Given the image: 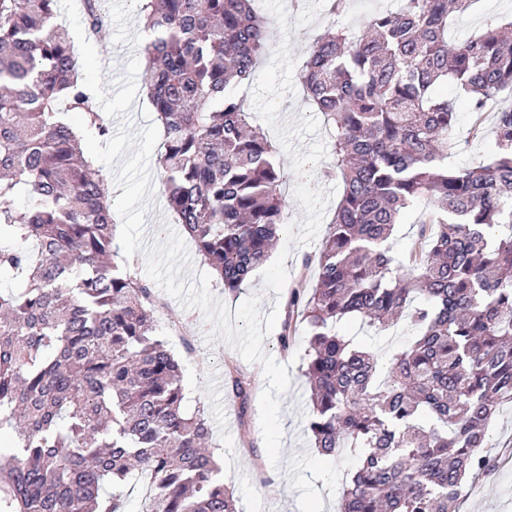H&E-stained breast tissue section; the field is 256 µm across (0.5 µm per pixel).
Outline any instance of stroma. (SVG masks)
<instances>
[{
    "mask_svg": "<svg viewBox=\"0 0 512 512\" xmlns=\"http://www.w3.org/2000/svg\"><path fill=\"white\" fill-rule=\"evenodd\" d=\"M254 7L269 21L268 51L288 44L299 64L311 42L331 23L326 0H307V8L300 14L290 12L286 0H254ZM103 9L106 19L101 35L109 41L107 52L93 53L86 42L73 45L77 76L96 99L110 129L105 137L85 136L84 143L95 168L124 189L112 213L121 226L115 242L120 257L141 274L148 251L158 242L156 225L178 234L183 228L177 224L158 178L157 158L164 137L150 100L141 95L145 68L140 52L141 21L134 0H108ZM469 123V113L459 110V133L448 151L451 167L472 166L495 149L492 137L470 140L466 133ZM155 295L164 304L158 335L167 341L182 367L184 408L191 412L204 407L211 427L209 444L218 450L224 480L234 490L239 512H308L314 504L321 512H338L342 482L354 461L347 455H321L304 430L311 405L303 374L308 340L305 324H298L289 353L281 352L276 333L263 340L265 352L287 365L291 378L281 399L282 454L275 466L264 447L258 406H251L247 421H240L237 402L224 390L225 361H233L254 377L260 389L265 386L261 365L241 358L227 339L204 333L193 335V349L185 351L181 329L203 321V313L163 290H156ZM489 438L498 456L497 467L476 481L460 512H512V406L503 407L492 419Z\"/></svg>",
    "mask_w": 512,
    "mask_h": 512,
    "instance_id": "35a3bbf8",
    "label": "stroma"
}]
</instances>
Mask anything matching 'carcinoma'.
Returning a JSON list of instances; mask_svg holds the SVG:
<instances>
[{"mask_svg":"<svg viewBox=\"0 0 512 512\" xmlns=\"http://www.w3.org/2000/svg\"><path fill=\"white\" fill-rule=\"evenodd\" d=\"M253 0H139L150 39L149 99L164 126L161 183L177 223L230 293L263 266L288 223L277 148L233 87L266 51ZM474 0H399L361 23H334L299 72L306 99L335 128L326 175L342 195L326 237L303 259L317 284L291 289L279 333L309 329L307 430L321 454L358 459L340 512H457L470 479L492 468L487 429L512 405V15L458 44L448 30ZM58 0H0V512H238L207 448L199 407L185 414L178 360L153 335L152 288L112 261L107 178L78 130L104 136L75 77ZM100 32L97 0H85ZM478 138L490 110L496 152L448 167L457 100ZM20 187L26 205L3 204ZM426 199L404 267L389 241ZM404 317L412 341L386 357L336 331H379ZM225 386L247 415L255 382L233 361Z\"/></svg>","mask_w":512,"mask_h":512,"instance_id":"cac0c4a2","label":"carcinoma"}]
</instances>
